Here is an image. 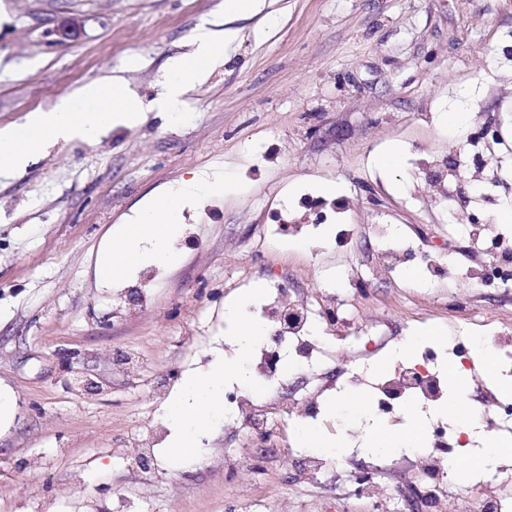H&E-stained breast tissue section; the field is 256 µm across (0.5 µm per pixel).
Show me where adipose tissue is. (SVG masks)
<instances>
[{"instance_id":"1","label":"adipose tissue","mask_w":512,"mask_h":512,"mask_svg":"<svg viewBox=\"0 0 512 512\" xmlns=\"http://www.w3.org/2000/svg\"><path fill=\"white\" fill-rule=\"evenodd\" d=\"M233 37L229 29L200 28L192 51L170 59L169 82L164 94L154 101V109L180 118L183 95L202 82L210 67L223 61ZM142 112V104L131 98L124 82L104 78L86 83L51 108L33 112L25 124L0 134V160L25 166L52 142L92 140L112 125L137 124ZM197 194L196 181L186 180L176 194L145 208L131 222L121 225L116 244L108 246L99 263L101 279L108 281L126 273L149 254L169 260L167 242L176 230L177 217ZM242 378V364L221 357L211 363L208 372L184 377L179 396L167 405L164 414L172 430L167 447L170 459H180L200 446L209 433L210 410L219 403L221 385Z\"/></svg>"}]
</instances>
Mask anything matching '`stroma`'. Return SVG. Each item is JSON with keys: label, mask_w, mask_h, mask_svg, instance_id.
Returning a JSON list of instances; mask_svg holds the SVG:
<instances>
[{"label": "stroma", "mask_w": 512, "mask_h": 512, "mask_svg": "<svg viewBox=\"0 0 512 512\" xmlns=\"http://www.w3.org/2000/svg\"><path fill=\"white\" fill-rule=\"evenodd\" d=\"M80 19L76 40L54 29ZM224 26V0H0V131L82 85L108 77L138 99L160 97L168 61L190 52L199 26ZM223 62L186 92L180 120L149 111L94 141H60L16 169L0 166V387L14 401L0 425V512H375L361 497L326 495L296 458L256 456L223 414L195 456L149 474L131 443L162 447L165 404L184 374L223 353L228 305L257 303L287 282L316 301L327 279L359 278L338 314L360 344L435 327L463 335L439 301L465 300L512 330V292L467 279L504 257L483 250L470 217L512 209V158L484 178V128L512 141V0H267L235 20ZM464 115L443 128V113ZM399 144V166L376 159ZM460 159L446 193L420 157ZM221 179L224 192L183 209L169 250L102 282L111 229L184 180ZM391 225L447 272L385 275L373 227ZM100 389L88 394L80 377ZM321 427L352 465L379 419L349 388Z\"/></svg>", "instance_id": "35a3bbf8"}]
</instances>
